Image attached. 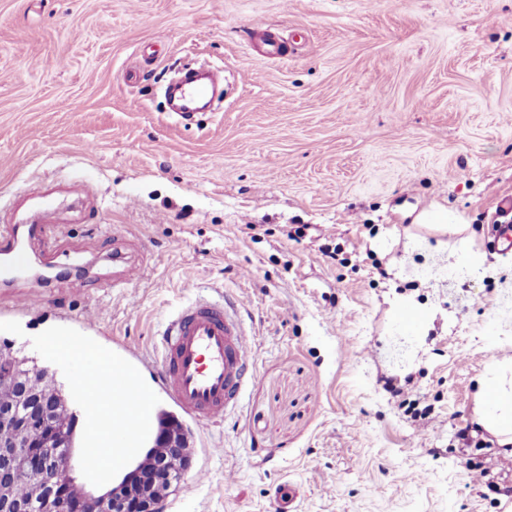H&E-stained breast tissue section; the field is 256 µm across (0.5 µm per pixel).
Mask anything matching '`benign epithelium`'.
<instances>
[{"label":"benign epithelium","instance_id":"1","mask_svg":"<svg viewBox=\"0 0 512 512\" xmlns=\"http://www.w3.org/2000/svg\"><path fill=\"white\" fill-rule=\"evenodd\" d=\"M47 425L48 417L40 409L23 416L0 412V512H25L16 487L27 471L38 474V480L28 487L29 498L42 499L46 490L57 493L59 512H156L164 496L161 475L133 471L122 486L92 494L76 483L72 468L50 463L49 449L40 446ZM20 431L28 435L22 455L16 439ZM182 443L180 435L169 432L159 440L158 455L177 453Z\"/></svg>","mask_w":512,"mask_h":512}]
</instances>
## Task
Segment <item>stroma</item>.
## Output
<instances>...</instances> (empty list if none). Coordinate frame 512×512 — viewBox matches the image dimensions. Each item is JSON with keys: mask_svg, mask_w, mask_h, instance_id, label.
<instances>
[{"mask_svg": "<svg viewBox=\"0 0 512 512\" xmlns=\"http://www.w3.org/2000/svg\"><path fill=\"white\" fill-rule=\"evenodd\" d=\"M202 61L235 87L176 122L164 86ZM507 196L512 0H0V222L53 202L63 254L13 252L82 266L0 284V345L88 310L91 338L153 358L195 297L247 303L242 406L184 419L161 512H273L290 485L296 512H504L477 381L512 354V252L488 243ZM433 207L463 230L414 223ZM116 238L152 266L124 288Z\"/></svg>", "mask_w": 512, "mask_h": 512, "instance_id": "stroma-1", "label": "stroma"}]
</instances>
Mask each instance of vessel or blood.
I'll return each mask as SVG.
<instances>
[{"instance_id": "obj_1", "label": "vessel or blood", "mask_w": 512, "mask_h": 512, "mask_svg": "<svg viewBox=\"0 0 512 512\" xmlns=\"http://www.w3.org/2000/svg\"><path fill=\"white\" fill-rule=\"evenodd\" d=\"M223 85V69L208 70L205 80L180 87L182 109L193 110ZM499 208L509 219L492 225L491 233L495 245L507 253L512 251V199L503 200ZM112 265L116 286L142 279L151 269L145 255L121 248L113 250ZM241 305L238 299H195L171 316L161 333L158 379L168 400L187 418L221 420L242 400L253 370V347L238 316Z\"/></svg>"}]
</instances>
